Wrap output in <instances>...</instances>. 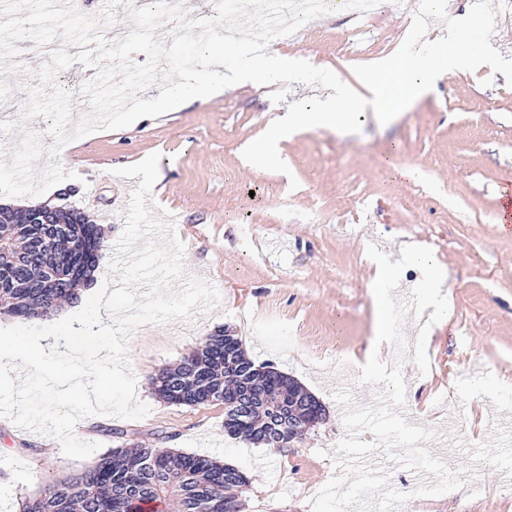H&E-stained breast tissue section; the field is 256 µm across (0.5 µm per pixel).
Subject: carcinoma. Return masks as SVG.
<instances>
[{"label": "carcinoma", "instance_id": "cac0c4a2", "mask_svg": "<svg viewBox=\"0 0 512 512\" xmlns=\"http://www.w3.org/2000/svg\"><path fill=\"white\" fill-rule=\"evenodd\" d=\"M62 224L38 229L13 219L0 223V318L31 320L37 310L55 312L78 298L69 273L81 237L90 228L76 208ZM167 403L201 406L224 394V431L254 444H268L273 408L285 402L319 411L321 403L293 378L268 365H255L238 337L219 331L152 382ZM247 477L232 465L166 448H112L95 466L21 500L20 512H230L242 509L237 492Z\"/></svg>", "mask_w": 512, "mask_h": 512}]
</instances>
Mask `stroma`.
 Wrapping results in <instances>:
<instances>
[{"label": "stroma", "instance_id": "35a3bbf8", "mask_svg": "<svg viewBox=\"0 0 512 512\" xmlns=\"http://www.w3.org/2000/svg\"><path fill=\"white\" fill-rule=\"evenodd\" d=\"M416 0L355 18L330 13L302 25L278 53L333 70L354 84L353 65L393 54L416 12ZM273 85H234L119 130L68 143L61 165L73 203L100 225L109 243L120 237L135 178L113 169L161 153L152 202L174 218L193 275L211 281L222 302L190 321L147 324L128 352L142 419L93 415L75 435L99 443L150 445L210 456L246 472L244 512H311L310 501L333 477L328 452L345 434L332 392L343 380L364 403L376 387L358 384L359 364L376 344L375 272L369 244L399 260L404 245L432 248L449 293L445 320L427 338L429 370L404 361L405 410L413 424L439 433L433 456L450 468L470 464L448 443L486 440L491 425L512 423V228L497 222L504 189H512V86L486 69L441 75L433 88L387 124L365 110L360 132L297 131L278 146L290 174L247 163L243 149L290 103L319 95L292 83L285 102ZM237 336L255 364L297 380L322 403L325 418L299 442L254 445L224 432L220 405L164 402L153 375L178 363L211 333ZM64 455L57 439L0 417V512L19 497L94 465ZM464 488L414 496L398 512H512L502 472L480 463Z\"/></svg>", "mask_w": 512, "mask_h": 512}]
</instances>
